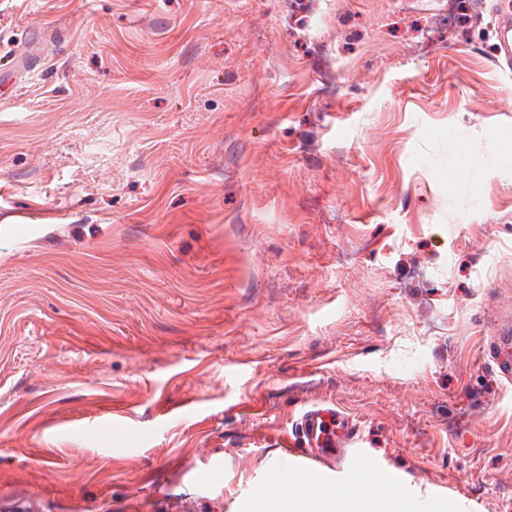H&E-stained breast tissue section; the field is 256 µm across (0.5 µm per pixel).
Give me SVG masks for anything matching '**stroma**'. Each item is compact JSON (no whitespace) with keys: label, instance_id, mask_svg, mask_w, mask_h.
<instances>
[{"label":"stroma","instance_id":"stroma-1","mask_svg":"<svg viewBox=\"0 0 512 512\" xmlns=\"http://www.w3.org/2000/svg\"><path fill=\"white\" fill-rule=\"evenodd\" d=\"M500 6L0 0V512H250L317 403L512 501Z\"/></svg>","mask_w":512,"mask_h":512}]
</instances>
